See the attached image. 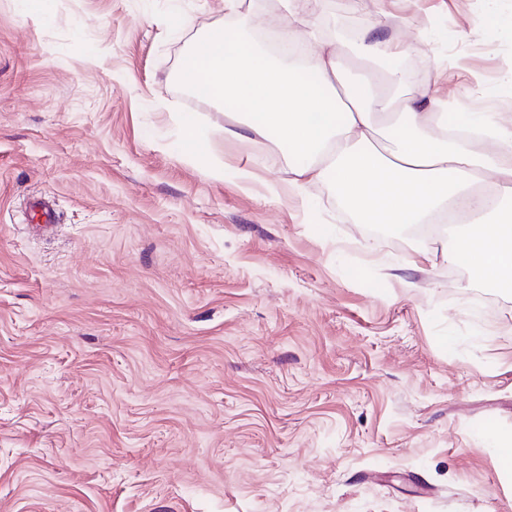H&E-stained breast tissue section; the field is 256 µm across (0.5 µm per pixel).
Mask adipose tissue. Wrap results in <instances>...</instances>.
<instances>
[{
	"mask_svg": "<svg viewBox=\"0 0 512 512\" xmlns=\"http://www.w3.org/2000/svg\"><path fill=\"white\" fill-rule=\"evenodd\" d=\"M289 3L293 22L282 26V38L294 39L300 31L312 46L298 64L275 63L249 34L211 33L195 45L181 71L183 83L233 109L250 105V132L273 137L289 157L302 159L292 170L291 187L302 192L331 181L362 222L398 231L428 223L450 207L486 213V222L459 227L448 259L511 293L512 208L497 196L485 201L473 187L489 176L512 185V163L502 158L512 150V124L494 113H460V127L494 140V152L481 153L472 139L449 134L444 100L409 94L393 99L364 84L342 88L339 49L311 25L312 0ZM383 121L405 130L384 152L375 145Z\"/></svg>",
	"mask_w": 512,
	"mask_h": 512,
	"instance_id": "1",
	"label": "adipose tissue"
}]
</instances>
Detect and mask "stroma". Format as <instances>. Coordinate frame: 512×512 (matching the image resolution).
Returning a JSON list of instances; mask_svg holds the SVG:
<instances>
[{
  "instance_id": "35a3bbf8",
  "label": "stroma",
  "mask_w": 512,
  "mask_h": 512,
  "mask_svg": "<svg viewBox=\"0 0 512 512\" xmlns=\"http://www.w3.org/2000/svg\"><path fill=\"white\" fill-rule=\"evenodd\" d=\"M332 5L357 25L348 83L394 68L357 37L405 38L406 93L512 118L487 0ZM255 12L288 19L284 0H53L43 21L0 0V512H512L484 431L512 434V294L329 184L269 193L286 151L225 137L180 79ZM182 137L185 145L194 153H202L205 150L206 136L200 131L195 120L186 116L182 124Z\"/></svg>"
}]
</instances>
